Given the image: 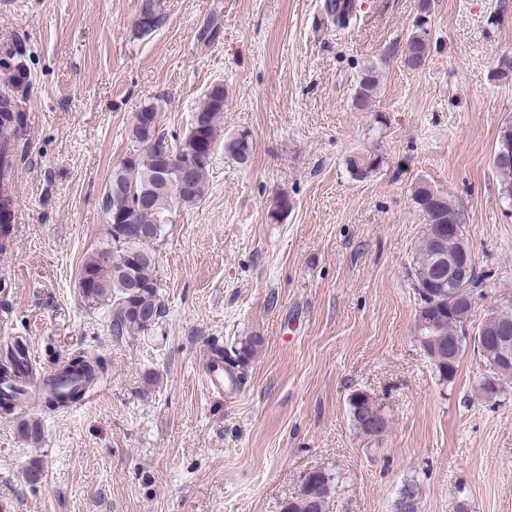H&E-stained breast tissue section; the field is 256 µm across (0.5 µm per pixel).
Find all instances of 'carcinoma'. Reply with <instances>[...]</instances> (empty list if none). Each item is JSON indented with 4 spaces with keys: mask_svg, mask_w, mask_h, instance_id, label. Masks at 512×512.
Listing matches in <instances>:
<instances>
[{
    "mask_svg": "<svg viewBox=\"0 0 512 512\" xmlns=\"http://www.w3.org/2000/svg\"><path fill=\"white\" fill-rule=\"evenodd\" d=\"M152 4L156 11L154 26L140 30L148 35L166 23L162 0H142L141 6ZM355 4L352 0H325L323 22L335 29H344L352 20ZM420 17L415 31L409 36L403 50L397 46L389 48L391 53L401 52V59L410 68L423 65L428 57L429 43L426 30L429 16V0H420ZM25 82V73L16 69L12 78L13 93L0 95V253L12 245L11 209L13 207L11 175L12 152L15 141L21 135L25 114L19 105L20 84ZM377 74L374 68L363 70L358 80L355 106L360 110L369 107L377 87ZM226 92L224 85L213 84L204 94L195 109L186 135L178 142L171 143L167 135L159 131L157 105L148 102L135 113L134 123L129 132L132 147L124 161L113 170L106 184L103 196L112 193L117 185L125 190L118 198V213L110 218L107 233L112 248L108 251L92 253L82 262L78 284L81 298L89 305H106L110 309V329L112 335L132 336L144 333L159 324L164 316V307L159 295L160 283L155 259L148 251V245L157 237H144L128 240V232L133 229L154 227L162 231L163 225L173 223L172 217L180 207L193 206L200 202L207 190V174L212 158L199 152L202 142L216 143L217 122L224 114ZM252 141L249 134L241 132L224 140V153L240 165L249 162ZM383 161L375 155L357 154L350 158L352 173L364 178L375 172ZM500 172V194L512 202V162H494ZM187 169V187L183 191L171 190V209L159 207L145 201L155 197L165 188L179 181L182 169ZM415 203L424 214L425 229L419 248L413 256L411 275L418 278L412 284L419 298H429L433 304L434 336L432 345L437 347V361L431 366L443 383H450L456 377L461 356L468 347L483 358L487 375L477 385V391L488 400H497L506 395L505 384L512 382V365L503 366L497 350L482 338L468 341L459 339L460 346L453 358L448 361V340L454 339L464 323H472L473 306L467 297L477 289L483 276L472 268L466 280V287L460 289L453 303H448V265L440 260L435 248L433 224H463L458 210L441 192L426 183L414 189ZM471 250L465 234L449 240L444 246V255L455 260ZM111 256L112 265H107L105 257ZM501 319L485 325V335L499 336L512 325V299H504L496 306ZM259 339L246 336L232 350H222L224 372L232 384H243L244 372L256 352ZM104 370L99 360L85 354L69 358L58 366L57 372L72 378L66 392L58 391L56 382L49 383L50 396L44 398L46 408L54 411L67 407L83 399L86 390L92 387ZM29 371L25 361V347L15 340L0 352V384L11 380L9 392L0 390V411L10 414L24 410L31 395L22 382ZM335 491L332 475L323 470L309 472L302 481L297 493L282 502L281 512H329V503Z\"/></svg>",
    "mask_w": 512,
    "mask_h": 512,
    "instance_id": "carcinoma-1",
    "label": "carcinoma"
}]
</instances>
